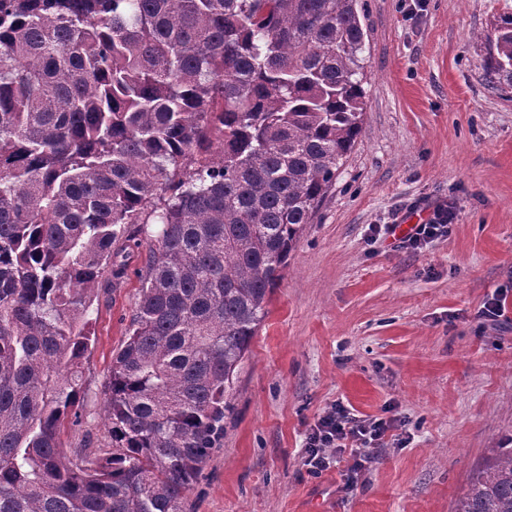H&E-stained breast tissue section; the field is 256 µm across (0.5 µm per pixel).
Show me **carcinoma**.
<instances>
[{"label":"carcinoma","instance_id":"cac0c4a2","mask_svg":"<svg viewBox=\"0 0 512 512\" xmlns=\"http://www.w3.org/2000/svg\"><path fill=\"white\" fill-rule=\"evenodd\" d=\"M357 0H0V512H184L288 256L362 131ZM512 89V15L485 40ZM150 240L81 424L112 245ZM455 512H512V448ZM126 244L121 241L115 246L120 252L116 260L124 263V273L119 278H112L109 284L104 278L101 279L95 292L92 312L95 339L84 361L86 423L81 427L71 424L65 426L61 435V451L65 456H70L83 443L87 433L96 446L107 440L103 415L112 356L126 341L127 326L134 313L140 289V272L148 254V244L143 243L138 249Z\"/></svg>","mask_w":512,"mask_h":512}]
</instances>
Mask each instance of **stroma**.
Segmentation results:
<instances>
[{"instance_id": "1", "label": "stroma", "mask_w": 512, "mask_h": 512, "mask_svg": "<svg viewBox=\"0 0 512 512\" xmlns=\"http://www.w3.org/2000/svg\"><path fill=\"white\" fill-rule=\"evenodd\" d=\"M359 0L362 132L275 288L233 384L224 441L186 512H453L471 475L512 448V95L492 90L483 37L512 0ZM445 200L446 236H378ZM99 283L82 426L106 440L112 356L126 340L147 247L119 243ZM503 300L509 320L483 323ZM344 406L390 428L352 485L349 458L305 464L307 431Z\"/></svg>"}]
</instances>
